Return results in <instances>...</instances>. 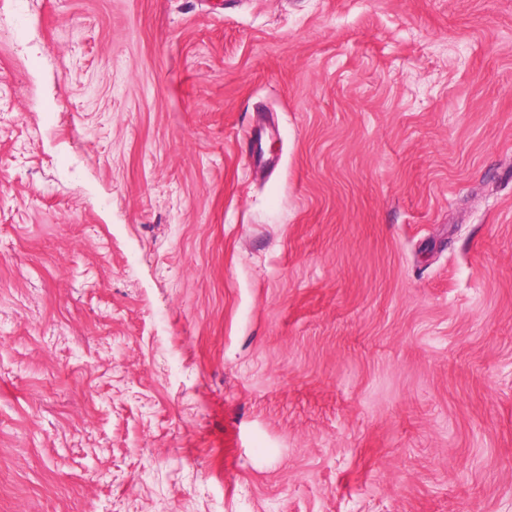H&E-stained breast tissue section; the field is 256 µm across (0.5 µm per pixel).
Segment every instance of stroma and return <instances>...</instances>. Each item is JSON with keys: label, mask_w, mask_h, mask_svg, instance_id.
Here are the masks:
<instances>
[{"label": "stroma", "mask_w": 512, "mask_h": 512, "mask_svg": "<svg viewBox=\"0 0 512 512\" xmlns=\"http://www.w3.org/2000/svg\"><path fill=\"white\" fill-rule=\"evenodd\" d=\"M0 512H512V0H0Z\"/></svg>", "instance_id": "stroma-1"}]
</instances>
